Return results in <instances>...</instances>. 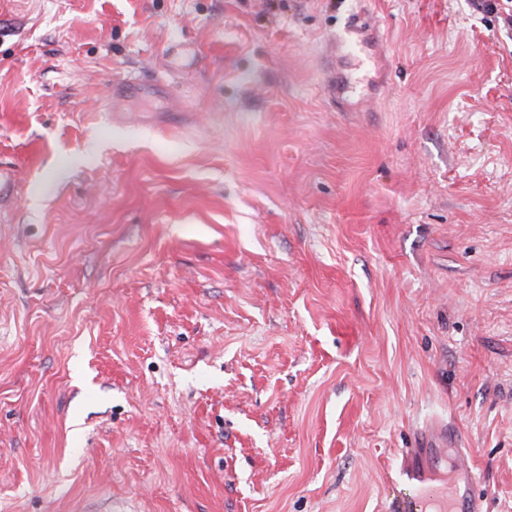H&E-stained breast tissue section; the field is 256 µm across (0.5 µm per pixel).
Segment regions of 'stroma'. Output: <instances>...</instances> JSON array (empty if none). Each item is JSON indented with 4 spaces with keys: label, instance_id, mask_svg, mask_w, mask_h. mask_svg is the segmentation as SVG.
<instances>
[{
    "label": "stroma",
    "instance_id": "35a3bbf8",
    "mask_svg": "<svg viewBox=\"0 0 512 512\" xmlns=\"http://www.w3.org/2000/svg\"><path fill=\"white\" fill-rule=\"evenodd\" d=\"M491 2L0 0V512H394L442 430L512 512ZM368 19L369 16L365 14L361 26L353 23L348 25L343 32H336V53L340 52L346 56H357L368 46L369 42L359 36L362 30L375 25L371 21L367 22Z\"/></svg>",
    "mask_w": 512,
    "mask_h": 512
}]
</instances>
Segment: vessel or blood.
I'll return each instance as SVG.
<instances>
[{
  "mask_svg": "<svg viewBox=\"0 0 512 512\" xmlns=\"http://www.w3.org/2000/svg\"><path fill=\"white\" fill-rule=\"evenodd\" d=\"M360 26L348 25L336 35V50L355 56L367 47ZM404 493L395 497V512H483L473 493L474 473L463 451L445 458L440 448H414L399 471Z\"/></svg>",
  "mask_w": 512,
  "mask_h": 512,
  "instance_id": "vessel-or-blood-1",
  "label": "vessel or blood"
}]
</instances>
